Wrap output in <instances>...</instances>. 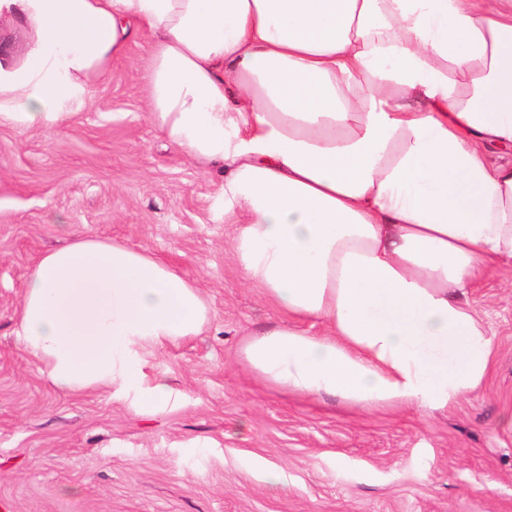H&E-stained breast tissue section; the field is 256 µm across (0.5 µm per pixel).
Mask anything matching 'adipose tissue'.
<instances>
[{
    "instance_id": "1",
    "label": "adipose tissue",
    "mask_w": 512,
    "mask_h": 512,
    "mask_svg": "<svg viewBox=\"0 0 512 512\" xmlns=\"http://www.w3.org/2000/svg\"><path fill=\"white\" fill-rule=\"evenodd\" d=\"M17 16L34 41L0 65V121L20 129L151 37L150 119L221 173L239 266L289 319L244 347L261 378L428 410L480 385L493 344L464 298L512 262V162L489 161L512 152V0H0ZM207 319L162 260L93 238L44 253L19 308L57 389L146 414L170 388L143 346Z\"/></svg>"
}]
</instances>
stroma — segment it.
Listing matches in <instances>:
<instances>
[{
	"label": "stroma",
	"instance_id": "35a3bbf8",
	"mask_svg": "<svg viewBox=\"0 0 512 512\" xmlns=\"http://www.w3.org/2000/svg\"><path fill=\"white\" fill-rule=\"evenodd\" d=\"M32 43L22 20L0 21V64L21 66ZM150 51L148 36L130 42L56 128L0 123V500L12 512H512V270L468 290L493 355L446 409H356L262 380L241 347L285 318L243 276L219 176L152 125ZM78 237L149 250L208 304L200 335L142 350L172 390L153 415L105 386L58 390L19 334L30 270Z\"/></svg>",
	"mask_w": 512,
	"mask_h": 512
}]
</instances>
